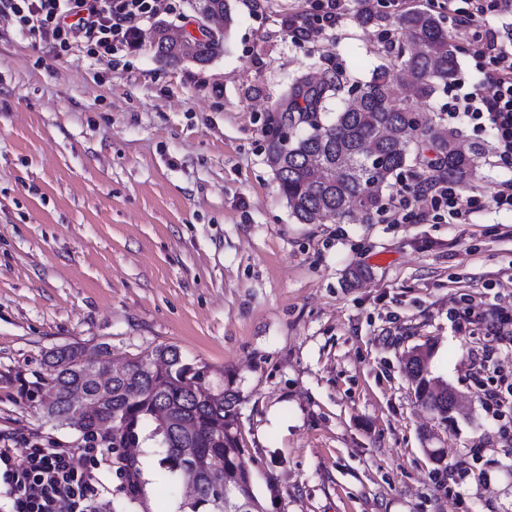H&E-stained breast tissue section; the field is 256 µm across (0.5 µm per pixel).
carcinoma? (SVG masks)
<instances>
[{
    "label": "carcinoma",
    "instance_id": "carcinoma-1",
    "mask_svg": "<svg viewBox=\"0 0 512 512\" xmlns=\"http://www.w3.org/2000/svg\"><path fill=\"white\" fill-rule=\"evenodd\" d=\"M196 2L200 36L179 37L166 25L153 31L163 60L206 64L223 49L233 23L230 0ZM354 18L362 28H393V40L386 46L388 62L363 83L342 71L325 70L316 81L293 77L281 95V115L268 138L267 161L299 224H316L325 217L342 222L356 214L369 222L384 210L383 189L406 171L419 169L417 192L442 177L466 186L488 164L485 144L460 150L455 130L415 111L399 93L400 84L406 83L428 100L454 80L461 47L443 17L410 6L393 16L372 0H358ZM332 99L342 107L334 122L326 124L321 114ZM107 350L66 346L51 351L44 361L46 373L38 376L29 397L46 392L51 399L45 404L48 419L67 423L72 390L95 392L90 374L106 365ZM415 351L420 358L409 356L404 363L415 396L440 422H454L448 397L430 375L432 348ZM201 376L198 364L186 361L177 347L165 345L135 358L112 377L110 399L80 431L86 446L112 449L124 498L108 503L106 511L93 506L90 512H129L131 504L142 501L146 481L140 453L148 440L164 448L160 465L172 479H192L198 487L179 512H218L217 501L223 496L233 503L257 500L242 463L237 398L221 386L212 397L203 394L198 387Z\"/></svg>",
    "mask_w": 512,
    "mask_h": 512
}]
</instances>
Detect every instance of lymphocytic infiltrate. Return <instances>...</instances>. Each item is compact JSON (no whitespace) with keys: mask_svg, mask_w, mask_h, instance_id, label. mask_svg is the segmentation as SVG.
<instances>
[{"mask_svg":"<svg viewBox=\"0 0 512 512\" xmlns=\"http://www.w3.org/2000/svg\"><path fill=\"white\" fill-rule=\"evenodd\" d=\"M167 0H0V16L22 34L47 44L56 56L82 48L87 56L114 62L137 53L143 40V22L168 11ZM474 55L488 57L491 65L482 84L456 96L452 117L463 116L489 127L501 161H512V49L489 34L472 44ZM429 203L416 215L426 222L440 213L466 223L479 206L478 198L461 203L455 185L440 181L432 186ZM90 449H49L32 445L24 462L0 448V485L13 499L14 512H85L96 494L88 467Z\"/></svg>","mask_w":512,"mask_h":512,"instance_id":"f902f5d3","label":"lymphocytic infiltrate"}]
</instances>
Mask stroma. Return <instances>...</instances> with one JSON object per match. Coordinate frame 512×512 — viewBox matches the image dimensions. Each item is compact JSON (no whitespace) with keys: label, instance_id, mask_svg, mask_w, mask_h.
<instances>
[{"label":"stroma","instance_id":"1","mask_svg":"<svg viewBox=\"0 0 512 512\" xmlns=\"http://www.w3.org/2000/svg\"><path fill=\"white\" fill-rule=\"evenodd\" d=\"M172 3L114 66L55 56L0 18V448L84 446L25 395L46 352L106 343L117 367L173 345L239 396L265 512H512V397L484 402L512 375V343L477 325L512 312V212L490 202L512 164L490 158L461 190L483 203L466 224L296 223L266 161L276 103L315 68L368 80L379 32L355 23V0L325 29L311 0H231L223 52L172 64L156 23L197 31L193 0ZM454 94L426 110L462 146L494 145L449 118ZM423 344L465 399L452 425L403 372ZM159 458L144 446V508L177 512Z\"/></svg>","mask_w":512,"mask_h":512}]
</instances>
